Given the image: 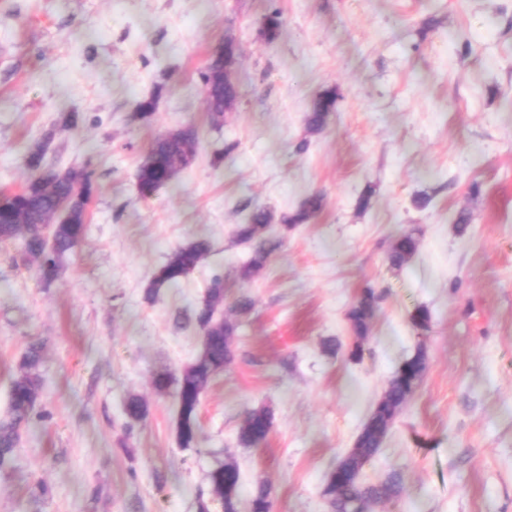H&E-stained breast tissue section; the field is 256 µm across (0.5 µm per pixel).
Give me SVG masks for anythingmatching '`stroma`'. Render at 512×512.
Segmentation results:
<instances>
[{"instance_id": "35a3bbf8", "label": "stroma", "mask_w": 512, "mask_h": 512, "mask_svg": "<svg viewBox=\"0 0 512 512\" xmlns=\"http://www.w3.org/2000/svg\"><path fill=\"white\" fill-rule=\"evenodd\" d=\"M275 11L270 42L260 20ZM228 39L238 97L216 128L203 76ZM330 88L336 110L309 132ZM69 111L85 119L46 160L94 172L84 240L51 283L19 242L0 244L1 418L27 345H44L38 415L0 468V512H224L208 474L229 461L237 512L261 483L271 512H331L328 474L420 351L423 379L363 469L367 483L399 472L403 492L371 512H512V0H0V190L27 181V148ZM187 124L192 163L141 195L150 146ZM315 193L322 210L284 224ZM258 207L280 246L245 281L252 248L236 230ZM402 233L418 248L394 268ZM198 238L207 257L147 300L156 269ZM216 276L238 331L185 448L176 388L154 380L199 354L189 315ZM368 286L382 300L359 340L348 313ZM418 306L425 333L409 321ZM131 394L148 405L138 422L123 412ZM260 407L273 428L241 447ZM336 101L335 89H328L317 96L304 119L309 131L320 132L324 128L329 114L336 109ZM273 420L274 414L270 408L263 407L249 412L238 431L239 445L249 448L263 442L273 426Z\"/></svg>"}]
</instances>
